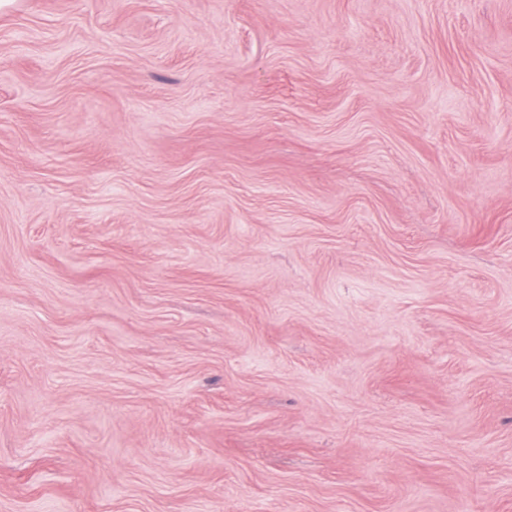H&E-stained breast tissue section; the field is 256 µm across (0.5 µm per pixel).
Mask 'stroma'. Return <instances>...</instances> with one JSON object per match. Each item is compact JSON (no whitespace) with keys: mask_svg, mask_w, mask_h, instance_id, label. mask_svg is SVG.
<instances>
[{"mask_svg":"<svg viewBox=\"0 0 512 512\" xmlns=\"http://www.w3.org/2000/svg\"><path fill=\"white\" fill-rule=\"evenodd\" d=\"M0 512H512V0L0 14Z\"/></svg>","mask_w":512,"mask_h":512,"instance_id":"35a3bbf8","label":"stroma"}]
</instances>
